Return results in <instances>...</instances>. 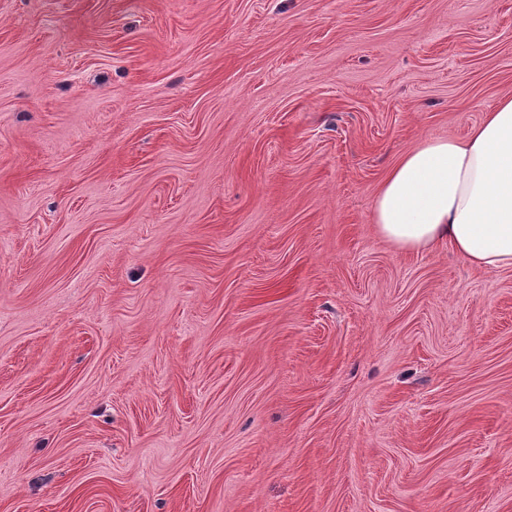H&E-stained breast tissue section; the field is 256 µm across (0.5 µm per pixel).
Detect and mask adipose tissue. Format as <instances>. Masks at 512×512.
I'll return each instance as SVG.
<instances>
[{"label":"adipose tissue","instance_id":"obj_1","mask_svg":"<svg viewBox=\"0 0 512 512\" xmlns=\"http://www.w3.org/2000/svg\"><path fill=\"white\" fill-rule=\"evenodd\" d=\"M373 225L404 252L446 244L473 268L512 270V95L464 137L402 154L378 189Z\"/></svg>","mask_w":512,"mask_h":512}]
</instances>
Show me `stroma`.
Instances as JSON below:
<instances>
[{
  "label": "stroma",
  "instance_id": "obj_1",
  "mask_svg": "<svg viewBox=\"0 0 512 512\" xmlns=\"http://www.w3.org/2000/svg\"><path fill=\"white\" fill-rule=\"evenodd\" d=\"M512 93V0H0V512H512V271L374 231Z\"/></svg>",
  "mask_w": 512,
  "mask_h": 512
}]
</instances>
